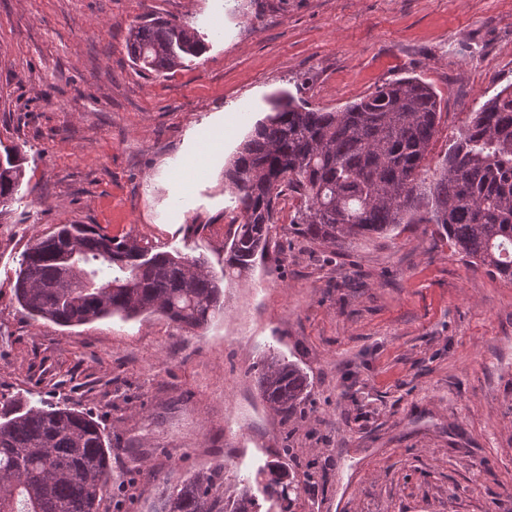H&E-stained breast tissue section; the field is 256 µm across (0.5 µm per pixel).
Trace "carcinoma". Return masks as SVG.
<instances>
[{"label": "carcinoma", "instance_id": "1", "mask_svg": "<svg viewBox=\"0 0 512 512\" xmlns=\"http://www.w3.org/2000/svg\"><path fill=\"white\" fill-rule=\"evenodd\" d=\"M126 51L141 70L163 74L197 56L200 41L185 28L146 16L132 27ZM440 99L417 77H404L339 111L278 98L225 170L242 221L216 275L201 258L118 239L91 224H63L21 254L14 294L24 312L61 326L116 314H160L180 328L205 329L223 310L221 282L252 270L265 253L283 188L299 197L292 224L322 244L388 236L402 224H433L470 263L512 283V86L470 115L432 179L425 181ZM22 158L0 160V207L20 191ZM263 400L288 416L309 397L302 368L273 354L254 366ZM105 430L68 404L0 397V512H97L110 479ZM224 466L186 478L160 512H260L249 480L216 495ZM271 497L291 502L293 482L269 469Z\"/></svg>", "mask_w": 512, "mask_h": 512}]
</instances>
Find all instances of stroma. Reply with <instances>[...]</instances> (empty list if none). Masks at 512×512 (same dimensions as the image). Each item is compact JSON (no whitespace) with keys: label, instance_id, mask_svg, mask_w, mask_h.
Returning <instances> with one entry per match:
<instances>
[{"label":"stroma","instance_id":"1","mask_svg":"<svg viewBox=\"0 0 512 512\" xmlns=\"http://www.w3.org/2000/svg\"><path fill=\"white\" fill-rule=\"evenodd\" d=\"M147 14L202 54L142 72L125 40ZM404 76L441 101L431 173L512 85V0H0V143L25 157L0 212V394L103 424L99 512H152L219 464L231 495L270 462L299 485L291 512H512V283L434 225L334 247L299 236L282 200L265 259L224 279L200 335L158 314L62 327L13 293L19 256L61 224L220 270L239 215L224 168L272 97L336 111ZM272 353L306 372L304 415L262 400L252 368Z\"/></svg>","mask_w":512,"mask_h":512}]
</instances>
